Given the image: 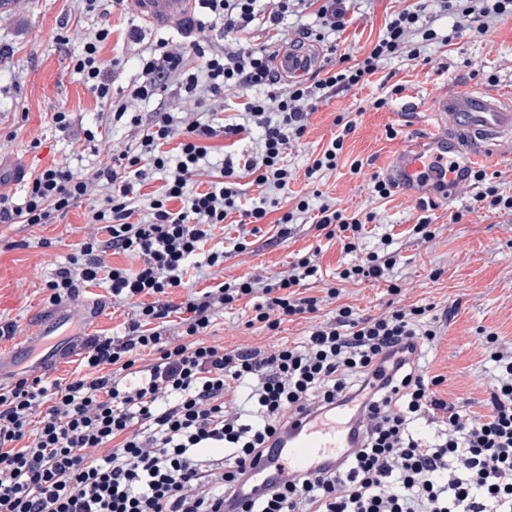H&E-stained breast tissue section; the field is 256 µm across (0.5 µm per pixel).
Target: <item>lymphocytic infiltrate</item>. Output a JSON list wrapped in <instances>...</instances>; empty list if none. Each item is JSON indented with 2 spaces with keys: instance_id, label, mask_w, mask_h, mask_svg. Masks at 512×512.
Returning <instances> with one entry per match:
<instances>
[{
  "instance_id": "1",
  "label": "lymphocytic infiltrate",
  "mask_w": 512,
  "mask_h": 512,
  "mask_svg": "<svg viewBox=\"0 0 512 512\" xmlns=\"http://www.w3.org/2000/svg\"><path fill=\"white\" fill-rule=\"evenodd\" d=\"M194 31L181 50L160 40L139 57L140 73L126 93L113 95L99 52L111 30L108 0H81L96 30L72 56L74 72L108 106L113 122L136 127L134 141L88 176L55 162L25 179L19 191L0 192L1 224H50L97 197L88 212L100 235L83 238L68 266L46 284L51 303L80 288L107 283L113 299L132 305L124 333L85 338L82 376L46 380L25 374L0 385V512H512V350L497 332L484 336L485 360L496 373L487 397L444 398L443 375L422 370L417 355L441 335L443 323L427 308L397 306L373 316L338 304L303 341L229 349L208 340L218 310L262 294L252 323L278 332L286 322L317 314L325 296H305L316 277L312 254L294 272L258 286L249 278L190 293L171 304L190 270L223 265L217 229L229 215L260 224L266 199L245 203L250 186L287 193L285 163L291 142L307 131L320 102L368 82L381 61L418 59L414 37L450 44L412 0L390 15L366 56L312 81L279 89L275 61L286 30L323 41L347 26L348 0H197ZM313 11L316 26L303 23ZM174 87L180 99L210 103L208 119L159 107L142 120L132 105ZM237 90L238 122H224L226 93ZM261 129L258 150L211 164V139L245 140ZM459 179L475 186L471 210L512 212L484 170ZM159 181L149 190L151 181ZM312 215L327 239L348 236L355 251L374 212L345 214L299 198L279 218ZM139 259L137 269L111 256ZM180 313L178 332L167 320ZM361 415L351 445L309 472L258 483L254 457L289 419L307 411L330 416L341 406ZM222 449L221 458L209 455Z\"/></svg>"
}]
</instances>
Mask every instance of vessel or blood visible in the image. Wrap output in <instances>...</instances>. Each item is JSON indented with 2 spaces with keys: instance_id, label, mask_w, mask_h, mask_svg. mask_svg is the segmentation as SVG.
I'll list each match as a JSON object with an SVG mask.
<instances>
[{
  "instance_id": "obj_1",
  "label": "vessel or blood",
  "mask_w": 512,
  "mask_h": 512,
  "mask_svg": "<svg viewBox=\"0 0 512 512\" xmlns=\"http://www.w3.org/2000/svg\"><path fill=\"white\" fill-rule=\"evenodd\" d=\"M134 4L154 25L176 28L191 14L194 0H134ZM320 59L317 47L287 48L276 64L285 76L295 78L318 66ZM434 110L436 125L405 145L387 172L404 195L414 197L428 186L456 182L455 173L448 169L449 159L483 158L512 141V101L497 94L452 91L436 102ZM352 422L353 416L346 409L318 421L298 414L285 438L289 472L309 471L319 460L336 457L350 443L347 429Z\"/></svg>"
}]
</instances>
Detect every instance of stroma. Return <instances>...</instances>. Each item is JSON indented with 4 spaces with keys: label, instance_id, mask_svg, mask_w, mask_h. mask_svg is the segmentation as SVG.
Here are the masks:
<instances>
[{
    "label": "stroma",
    "instance_id": "35a3bbf8",
    "mask_svg": "<svg viewBox=\"0 0 512 512\" xmlns=\"http://www.w3.org/2000/svg\"><path fill=\"white\" fill-rule=\"evenodd\" d=\"M404 5V0H352L351 22L337 40L339 47L369 49L386 18ZM81 8L80 0H14L0 8V42L13 52L7 62L0 63V166L8 174L0 185L2 192L16 190V173L35 174L62 160L78 174H90L135 136L131 126H113L107 105L70 66L71 56L83 46V35L91 30ZM64 19L80 31L67 43L59 38ZM106 21L112 33L100 57L111 64L118 87L138 76L140 44L129 42V32H137L140 43L147 44L175 34L173 28H159L140 18L129 0L115 5ZM488 24L483 37L465 34L447 46L423 45L420 59L411 61L402 55L384 61L364 85L320 103L308 118L306 134L291 144L286 161L294 175L290 183L294 196L307 197L314 209L330 202L350 214L363 209L375 212L355 252L343 250L339 240L318 236L311 224L301 221L289 225L286 241L269 245V238L277 233L279 214L274 211L270 223L244 237L247 249L241 253L234 249L241 238L237 226L226 225L223 265L205 278L190 281L188 288L174 289L173 302L183 301L189 291L221 282L251 277L275 282L291 271L297 255L314 250L322 281L312 284L311 295H319L322 284L339 285L341 302L366 315L381 314L395 301L430 304L438 315L452 310L442 340L424 353L421 363L429 374L446 376L445 392L485 398L494 374L481 365L482 333L492 330L512 342V213L469 212L475 192L469 186L449 193L447 203L434 210L435 236L425 241L410 233L420 216L415 201L398 193L383 201L371 199L368 183L372 175L384 174L398 149L434 123L432 103L448 91L492 88L512 96V18H492ZM491 75L496 78L492 86L487 83ZM397 84L402 91L395 95L391 89ZM386 95L392 98L388 107L375 109L374 101ZM61 109L72 112L74 118L73 131L67 136L52 121L53 113ZM342 113L355 118L357 128L346 140L336 170L307 176V166L335 134L334 120ZM88 129L102 131V139L94 144L85 141ZM357 159L366 163L358 176L350 172ZM87 211L83 202L51 224L0 223V319L14 322L18 336L32 335L51 311L47 281L69 264L76 243L96 232V225L87 221ZM456 211L464 212L462 223H449V213ZM383 237L391 238L398 253L389 280L339 282L338 272L357 262ZM392 281L401 286V294L389 293ZM69 305L72 318L59 340L65 355L47 368L48 380L78 375L79 358L71 351L77 338L123 333L129 320L128 308L113 305L104 283L81 289ZM251 306L245 298L234 308L218 312L209 328L211 339L228 348L268 344L267 334L248 324Z\"/></svg>",
    "mask_w": 512,
    "mask_h": 512
}]
</instances>
